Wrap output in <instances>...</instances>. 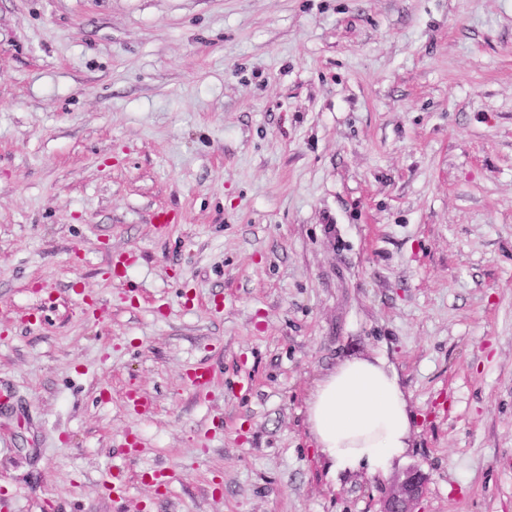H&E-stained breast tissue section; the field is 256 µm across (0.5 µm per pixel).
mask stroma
Wrapping results in <instances>:
<instances>
[{"instance_id":"obj_1","label":"stroma","mask_w":512,"mask_h":512,"mask_svg":"<svg viewBox=\"0 0 512 512\" xmlns=\"http://www.w3.org/2000/svg\"><path fill=\"white\" fill-rule=\"evenodd\" d=\"M373 356L411 446L334 478ZM0 390L10 512H512V0H0ZM306 407L315 448L335 476L383 475L410 448L409 401L383 358L341 362L314 382ZM426 475L419 470H409L394 482L381 500L380 512H421L417 505L424 497Z\"/></svg>"}]
</instances>
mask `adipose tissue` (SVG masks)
I'll use <instances>...</instances> for the list:
<instances>
[{"label":"adipose tissue","instance_id":"1","mask_svg":"<svg viewBox=\"0 0 512 512\" xmlns=\"http://www.w3.org/2000/svg\"><path fill=\"white\" fill-rule=\"evenodd\" d=\"M306 407L313 443L332 474H385L410 445L409 401L383 358L341 362L315 381Z\"/></svg>","mask_w":512,"mask_h":512}]
</instances>
